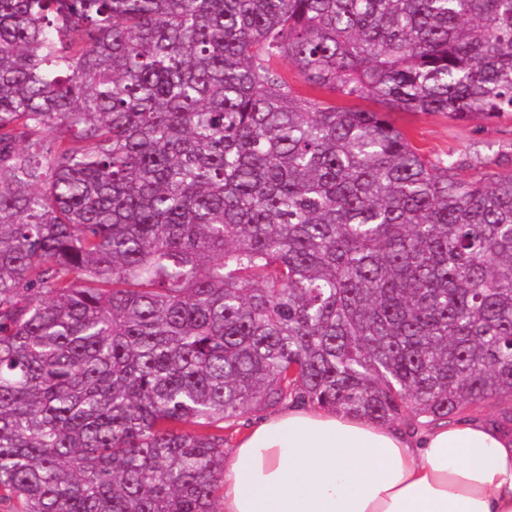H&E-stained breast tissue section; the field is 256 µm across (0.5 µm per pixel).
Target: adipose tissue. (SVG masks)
Masks as SVG:
<instances>
[{
  "mask_svg": "<svg viewBox=\"0 0 512 512\" xmlns=\"http://www.w3.org/2000/svg\"><path fill=\"white\" fill-rule=\"evenodd\" d=\"M222 512H512V432L415 430L300 402L253 420L224 459Z\"/></svg>",
  "mask_w": 512,
  "mask_h": 512,
  "instance_id": "ef3b65f1",
  "label": "adipose tissue"
}]
</instances>
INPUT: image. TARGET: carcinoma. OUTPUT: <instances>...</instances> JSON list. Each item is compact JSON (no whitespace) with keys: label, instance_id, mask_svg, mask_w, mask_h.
<instances>
[{"label":"carcinoma","instance_id":"obj_1","mask_svg":"<svg viewBox=\"0 0 512 512\" xmlns=\"http://www.w3.org/2000/svg\"><path fill=\"white\" fill-rule=\"evenodd\" d=\"M396 111L512 115V0H0V503L221 512L290 401L512 426V170Z\"/></svg>","mask_w":512,"mask_h":512}]
</instances>
